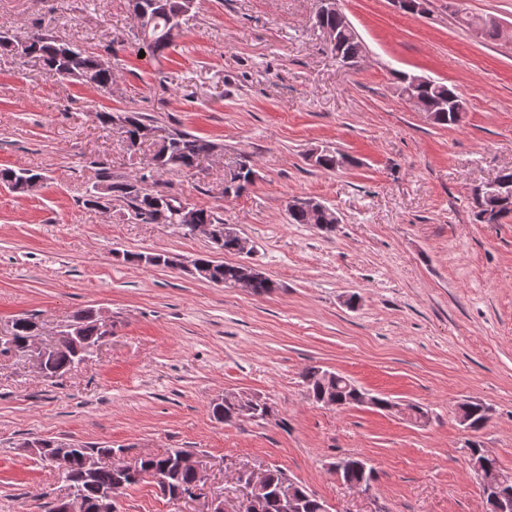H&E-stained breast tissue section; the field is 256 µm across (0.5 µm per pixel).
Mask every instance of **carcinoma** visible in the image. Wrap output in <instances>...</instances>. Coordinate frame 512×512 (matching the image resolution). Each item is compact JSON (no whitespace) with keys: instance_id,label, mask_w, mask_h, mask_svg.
<instances>
[{"instance_id":"carcinoma-1","label":"carcinoma","mask_w":512,"mask_h":512,"mask_svg":"<svg viewBox=\"0 0 512 512\" xmlns=\"http://www.w3.org/2000/svg\"><path fill=\"white\" fill-rule=\"evenodd\" d=\"M130 6L138 11L137 37L142 48L153 57H159L168 50L173 43L172 27L180 22L190 11L195 0H129ZM461 22L470 30L476 32L480 38L495 42L501 39L499 25L486 17L478 15H465ZM322 30L332 29L338 31V43L331 46V51L350 59L359 58L364 46L350 23L344 19L330 14L316 23ZM27 45V56L39 60L42 65L63 77L73 78L77 73L90 76L87 84L101 91L112 87V68H103L98 62V54L87 49L79 48L65 40L39 30L23 37ZM427 105H432L439 97L450 100V108L441 113L434 124L440 126L456 125L453 113L467 111L466 102L458 92L438 81H432L421 91ZM126 125L123 134L133 143L137 139L140 129L146 126L147 117L140 112L129 111L123 113ZM217 143L185 131L175 130L168 135V140L154 154L153 161L158 172L193 170L195 161L216 150ZM254 173L250 160L242 158L238 163L237 177L239 184L230 187V195L239 197L246 191V185L253 184L251 175ZM21 170L13 168H0V185L14 192L22 193L24 188L19 184ZM99 180L107 183L108 193L128 202L135 211L143 210L155 213L162 224L184 223V209H189L196 224H221L223 220L214 211L207 208L192 206L182 200L177 194L159 188V182L149 180L146 176L139 178H126L116 180L108 169L103 168L99 173ZM335 211H320L312 215L307 206L288 210V218L292 224H318L320 229L329 232L335 229ZM202 264L212 269L209 282L216 285L231 287L235 285L240 276L241 264L214 260L212 257H200L192 261V265ZM278 284L269 277L254 280L248 291L254 295H266L274 292ZM320 370L318 366H309L302 377L306 384L307 394L312 400L330 398L339 402L342 407L358 403V398L365 395L351 380L338 373H332V378L317 380ZM460 409L470 419L473 430L482 429L489 421L488 406L481 402L467 401L461 404ZM240 406L234 402H224L212 408L213 417L226 424L240 419ZM179 450L173 449L160 456H149L139 463V468L131 473L117 474L112 466L102 465L92 481L87 482L82 477L80 455L77 449L68 460L64 477L69 483L70 493L81 497L88 504L86 512H97L96 503L101 498L117 495L143 483L150 477L159 476L167 480V484L159 485L160 491L170 499H175L179 491H186L195 481V475L188 469H179L174 463V457ZM354 462L352 457L336 460V467L342 469L343 479L347 482H359L364 478L362 472L349 468ZM268 482L271 486V497L267 500L264 512H282L279 495L283 486H291L295 492L306 498L307 509L303 512H324V501L311 496L312 490L291 480L280 468L268 470Z\"/></svg>"}]
</instances>
